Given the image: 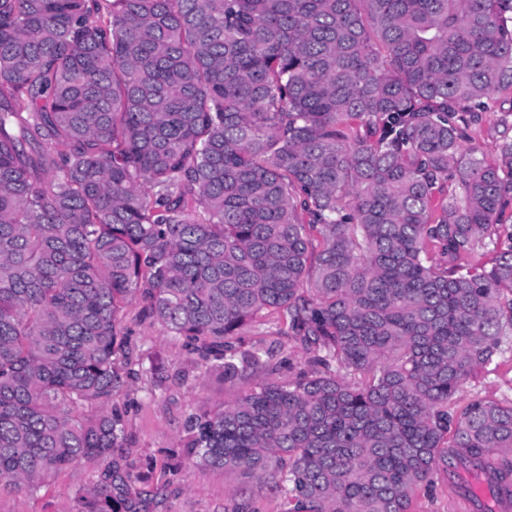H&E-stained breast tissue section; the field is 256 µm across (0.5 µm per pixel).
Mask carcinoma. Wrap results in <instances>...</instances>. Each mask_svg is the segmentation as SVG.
<instances>
[{
	"label": "carcinoma",
	"mask_w": 512,
	"mask_h": 512,
	"mask_svg": "<svg viewBox=\"0 0 512 512\" xmlns=\"http://www.w3.org/2000/svg\"><path fill=\"white\" fill-rule=\"evenodd\" d=\"M505 89L512 0H0V491L103 461L77 512H155L112 407L138 298L226 381L263 312L308 354L200 405L191 464L282 512H412L451 465L512 503V401L454 404L512 352V138L462 149Z\"/></svg>",
	"instance_id": "carcinoma-1"
}]
</instances>
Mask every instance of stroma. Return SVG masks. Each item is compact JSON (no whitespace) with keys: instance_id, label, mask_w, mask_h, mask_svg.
<instances>
[{"instance_id":"stroma-1","label":"stroma","mask_w":512,"mask_h":512,"mask_svg":"<svg viewBox=\"0 0 512 512\" xmlns=\"http://www.w3.org/2000/svg\"><path fill=\"white\" fill-rule=\"evenodd\" d=\"M490 106L482 122L470 129L465 144L492 161L498 157L504 127L512 126V94H497ZM124 324L133 375L114 404L126 422L123 452L140 475L141 488L157 493V512H224L233 496L245 489L253 494L260 512H281V498L267 487L245 484L234 472L193 467L179 458L192 410L201 403L234 402L245 383H228L207 372L183 339L166 335L159 325L142 319L139 301L126 305ZM243 336L249 347L282 345L288 358L286 374L305 369V352L295 342H282L278 326L254 323ZM476 393L512 400V353L463 383L458 404ZM92 475L91 466L78 464L59 471L36 496L1 493L0 512H74L75 497ZM413 508L415 512H475L461 490L443 477L437 478L432 490L416 494Z\"/></svg>"}]
</instances>
